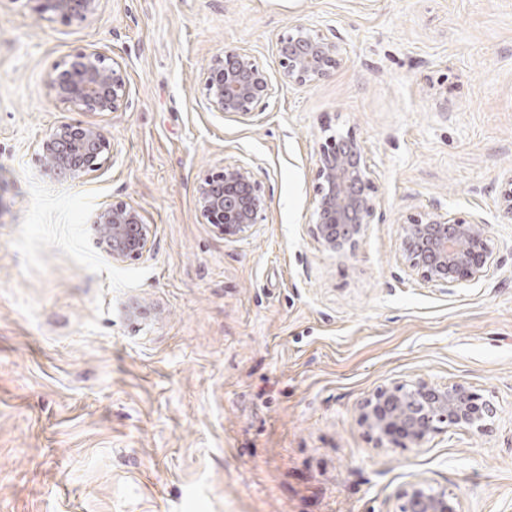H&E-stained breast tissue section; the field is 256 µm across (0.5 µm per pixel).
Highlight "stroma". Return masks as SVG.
<instances>
[{
	"label": "stroma",
	"mask_w": 512,
	"mask_h": 512,
	"mask_svg": "<svg viewBox=\"0 0 512 512\" xmlns=\"http://www.w3.org/2000/svg\"><path fill=\"white\" fill-rule=\"evenodd\" d=\"M339 33L343 60L286 86L277 44ZM234 47L272 83L242 121L202 74ZM94 48L128 101L102 118L46 78ZM98 122L108 166L48 173L61 122ZM363 142L378 208L355 254L312 232L316 159ZM248 166L266 218L226 239L196 186ZM512 0H102L86 22L0 0V512H396L419 478L459 512H512ZM127 201L151 248L118 264L92 222ZM485 218L496 262L439 289L412 275L402 225L431 204ZM462 383L483 430L379 445L359 408L380 388Z\"/></svg>",
	"instance_id": "35a3bbf8"
}]
</instances>
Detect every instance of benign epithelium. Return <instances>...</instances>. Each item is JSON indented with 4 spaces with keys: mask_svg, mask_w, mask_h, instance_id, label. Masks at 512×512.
<instances>
[{
    "mask_svg": "<svg viewBox=\"0 0 512 512\" xmlns=\"http://www.w3.org/2000/svg\"><path fill=\"white\" fill-rule=\"evenodd\" d=\"M39 19L57 17L87 21L101 0H26ZM341 45L305 26H295L278 43L280 75L284 83L306 84L325 76L340 63ZM49 93L80 112L106 116L118 111L128 92L125 69L95 49L75 52L63 68L48 77ZM209 109L242 119L256 115L272 94L268 74L250 56L226 48L215 56L203 74ZM112 160V145L100 126L82 121L54 127L39 145V161L59 178L82 181ZM317 205L313 232L333 253L352 254L359 247L364 225L377 211L373 195V170L364 146L350 137L330 136L318 153ZM503 210L512 216V172L502 178ZM199 214L224 238L250 233L265 220L267 201L252 170L243 164H226L207 175L196 187ZM96 245L116 263L142 258L151 245L150 226L129 202L99 209L94 220ZM401 249L410 271L427 283L453 286L477 281L494 261L485 219L468 218L443 210L437 204L407 218ZM495 408L463 383L437 388L418 378L395 383L365 400L359 414L362 426L378 433V442H397L394 435L418 446L430 435L448 429H483ZM399 512H457L453 497L426 479H417L399 493Z\"/></svg>",
    "mask_w": 512,
    "mask_h": 512,
    "instance_id": "1",
    "label": "benign epithelium"
}]
</instances>
